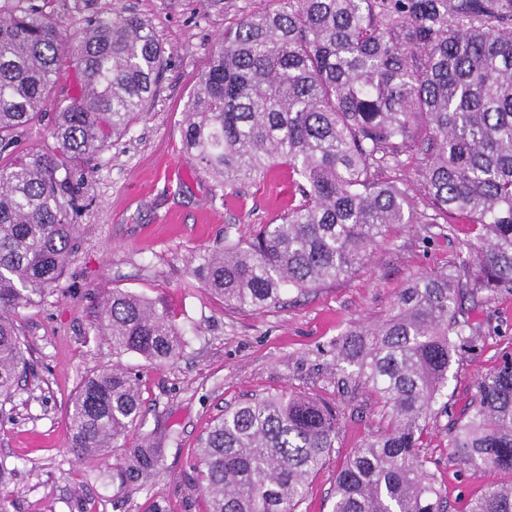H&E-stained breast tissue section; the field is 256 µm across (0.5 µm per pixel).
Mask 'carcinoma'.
<instances>
[{
    "label": "carcinoma",
    "instance_id": "1",
    "mask_svg": "<svg viewBox=\"0 0 512 512\" xmlns=\"http://www.w3.org/2000/svg\"><path fill=\"white\" fill-rule=\"evenodd\" d=\"M66 61L77 92L55 102ZM166 65L155 32L134 16L91 14L68 33L33 3L0 15V398L13 397L27 365L17 311L65 275L91 164L148 111ZM51 105V142L10 151ZM182 144L229 185L279 165L296 175L298 202L249 239L227 226L224 249L194 270L226 306L261 311L290 289L346 278L399 224L479 228L451 272L415 278L386 318L356 324L336 343V365L371 388L387 425L340 467L332 512H448L420 443L439 414L456 459L475 473L512 476V357L477 380L460 414L444 401L458 353L485 337L464 302L512 290V0H280L218 40ZM413 154L428 200L422 213L404 182L381 179ZM98 327L113 350L150 362L183 352L168 309L129 292H108ZM68 415L80 461L123 447L112 482L137 489L159 475L156 437L127 441L142 399L123 367L85 376ZM337 425L336 409L296 392L224 409L198 453L209 512H298ZM467 512H512V480Z\"/></svg>",
    "mask_w": 512,
    "mask_h": 512
}]
</instances>
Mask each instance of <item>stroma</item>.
I'll return each mask as SVG.
<instances>
[{"label": "stroma", "mask_w": 512, "mask_h": 512, "mask_svg": "<svg viewBox=\"0 0 512 512\" xmlns=\"http://www.w3.org/2000/svg\"><path fill=\"white\" fill-rule=\"evenodd\" d=\"M274 0H48L47 13L67 30L87 13H122L149 21L169 64L148 112L100 154L74 217L77 249L58 288L17 317L31 371L11 400L0 404V459L12 473L0 482L9 512H207L196 487L194 453L225 406L270 394L302 392L339 414L336 446L314 475L299 512H331L336 470L347 454L380 431L386 418L374 393L336 367V341L351 325L383 318L400 288L420 274L448 269L473 225L404 224L381 241L353 275L261 312L225 306L193 275L203 255L224 245L225 229L248 236L288 207L291 177L279 168L240 187L211 176L182 147L181 127L198 74L218 38ZM119 289L163 301L184 334L173 362L154 365L133 352H116L97 328V305ZM486 334L464 348L448 381V405L470 403L474 384L512 354V291L495 294L470 312ZM117 363L141 382L143 417L130 439L163 434L161 473L135 491L119 489L106 463L81 464L70 453L66 408L87 373ZM447 417L431 420L422 451L437 464L450 512L507 474L472 473L455 459Z\"/></svg>", "instance_id": "obj_1"}]
</instances>
